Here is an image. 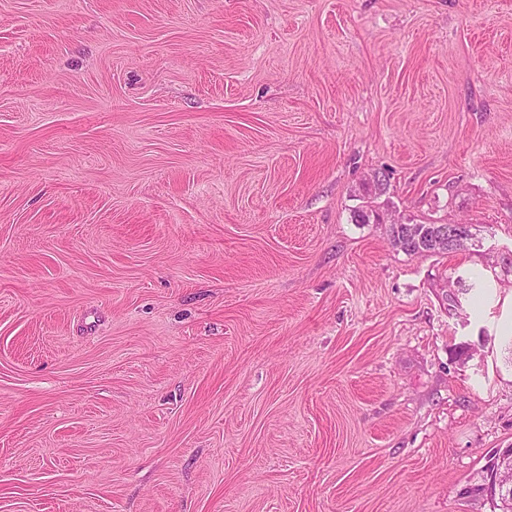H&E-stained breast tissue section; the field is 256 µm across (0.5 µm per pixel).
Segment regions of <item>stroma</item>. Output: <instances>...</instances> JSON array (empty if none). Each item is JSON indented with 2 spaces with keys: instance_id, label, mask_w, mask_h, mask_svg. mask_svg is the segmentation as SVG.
<instances>
[{
  "instance_id": "1",
  "label": "stroma",
  "mask_w": 512,
  "mask_h": 512,
  "mask_svg": "<svg viewBox=\"0 0 512 512\" xmlns=\"http://www.w3.org/2000/svg\"><path fill=\"white\" fill-rule=\"evenodd\" d=\"M509 448L512 0H0V512H497ZM392 224L397 225H404L405 226V232L403 239H401L399 242L400 246L402 244L410 243L416 238V228L414 224H400L399 222H390ZM389 224V227L387 228V233L390 237L391 242L394 246L399 247L402 251H404L406 254L409 255H415V254H422L425 252H432V253H440V252H450L453 251V249H448V244H451L453 239L458 235L462 234V228L458 227L456 230H451L448 232L447 229H442L439 236L434 239V244H436L437 247L442 246V243L446 241V238L448 237V244L444 248H437L435 245H432L433 237L438 233L440 227L447 226L448 228L456 225H465L467 236H470V230L468 225L466 224H419L417 228V238L416 242L413 245V248L411 250H407L403 247L398 246V232L394 225ZM440 244V245H439ZM495 455L489 461L487 467L490 470L494 464ZM495 471L493 474L494 491L493 497L496 503H500L505 511L512 512V451L505 450L499 453L495 461Z\"/></svg>"
}]
</instances>
